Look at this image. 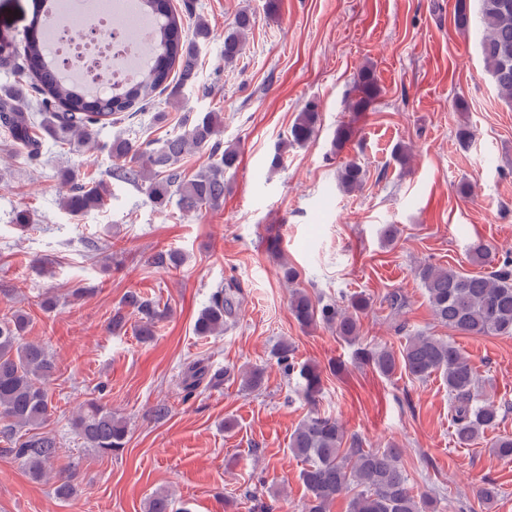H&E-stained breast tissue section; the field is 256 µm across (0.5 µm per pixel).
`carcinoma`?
<instances>
[{"label":"carcinoma","instance_id":"obj_1","mask_svg":"<svg viewBox=\"0 0 512 512\" xmlns=\"http://www.w3.org/2000/svg\"><path fill=\"white\" fill-rule=\"evenodd\" d=\"M478 5L483 26L481 41L486 70L500 95L512 101V0H457L455 20L466 26L470 2ZM145 10L157 20L153 57L136 79L107 94H96L83 86L65 81L47 59L44 40L27 35L22 44L0 43V69L15 71L21 80L12 88L0 90V127L7 130L20 153L30 164L41 160V141L35 133L41 127L62 145L97 144L98 126L116 124L126 114L143 112L158 104L177 108L181 92L196 81L200 46L211 38V28L197 18L184 30L182 17L174 13L169 0H142ZM252 15L239 12L224 33V65L242 56ZM351 110L365 112L377 98L380 88L372 68H361L354 81ZM35 98L42 122L35 123L29 98ZM320 115L313 102L306 103L278 145L271 166L280 165L282 153L290 146H302L316 134ZM224 115L205 112L185 118L183 131L162 143L137 142L121 135L112 138L109 152L120 162L114 176L141 186L160 208L176 204L184 215H196L224 203V174L235 168L238 150L224 145L221 131ZM207 148L211 163L188 176L180 162L194 149ZM364 181L361 166L351 160L340 171V185L351 193ZM107 189L100 182L76 183L63 195L66 210L80 216L104 204ZM473 264H490L485 273H468L429 262L418 264L414 275L425 289L434 318L442 325L469 336H512V260L493 264L491 247L482 240L468 248ZM152 263L176 268L182 258L175 252L160 251ZM241 289L230 282L215 288L209 305L197 318L194 330L199 336H220L224 324L235 317ZM123 304L139 315L136 335L147 340L155 324L165 317L152 301L129 292ZM371 306L370 299L355 294L340 305L314 300L305 291L292 290L289 313L303 328L323 325L336 331L354 347L353 358L384 377L397 372L424 382L440 376L448 387V416L458 446L466 448L495 430L503 417L502 406L480 390L477 373L456 343L448 338L407 331L406 322L394 330L406 333L398 350L382 343L360 342V321ZM27 316L12 311L0 316V438L8 452L35 478L52 468L60 442L46 430L54 405L49 387L57 378L58 367L46 348L24 339ZM277 364L289 375H296L298 394L314 405L322 393L321 371L314 365L294 361V347L287 341L273 351ZM228 370H210L201 361L189 364L182 373L183 391L190 395L201 384L217 387ZM243 387L258 391L265 371L253 366L240 372ZM74 428L87 447L101 454H112L126 447L127 422L99 401L89 399L80 405ZM489 447L500 459L512 460V435L498 434ZM291 453L304 462L299 479L309 497L305 512H330L340 495L349 496L347 512H439L431 494H413L402 462L399 446L366 448L362 440L346 434L333 416L312 410L289 439ZM76 467L55 471V495L70 497L76 486Z\"/></svg>","mask_w":512,"mask_h":512}]
</instances>
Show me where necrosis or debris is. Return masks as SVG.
I'll list each match as a JSON object with an SVG mask.
<instances>
[{"mask_svg": "<svg viewBox=\"0 0 512 512\" xmlns=\"http://www.w3.org/2000/svg\"><path fill=\"white\" fill-rule=\"evenodd\" d=\"M69 13L82 16L81 25L66 16L51 18L46 50L64 77L93 90L118 87L147 63L151 29H136L107 13L104 0H67Z\"/></svg>", "mask_w": 512, "mask_h": 512, "instance_id": "4bbe7bcc", "label": "necrosis or debris"}]
</instances>
